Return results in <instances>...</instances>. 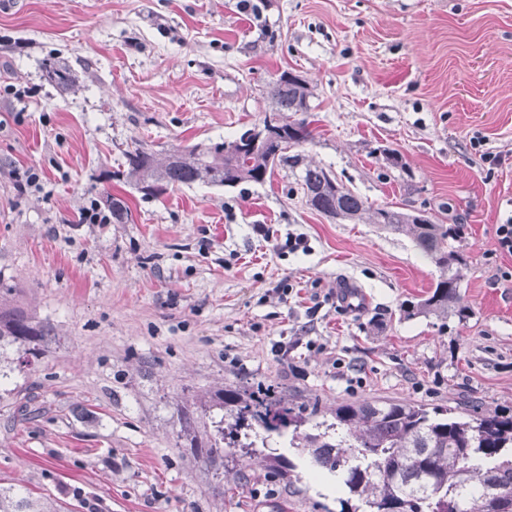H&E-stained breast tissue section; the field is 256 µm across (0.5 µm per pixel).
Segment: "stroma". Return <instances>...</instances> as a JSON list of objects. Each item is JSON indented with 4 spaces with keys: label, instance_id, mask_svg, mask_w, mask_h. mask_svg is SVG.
<instances>
[{
    "label": "stroma",
    "instance_id": "obj_1",
    "mask_svg": "<svg viewBox=\"0 0 512 512\" xmlns=\"http://www.w3.org/2000/svg\"><path fill=\"white\" fill-rule=\"evenodd\" d=\"M237 3L0 11V310L52 330L32 363L0 348L1 485L71 512H338L303 449H285L286 481L237 455L198 462L186 437L212 429L200 403L262 382L325 411L382 398L512 410V255L496 249L512 219V0H268L272 39ZM49 60L73 88L44 79ZM284 71L312 90L302 154L372 207L462 225L466 322L403 318L435 267L404 234L311 209L288 169L149 199L118 180L131 142L235 139ZM31 167L41 188L20 192ZM109 192L128 223H79ZM295 236L304 247L285 248ZM346 280L363 310L337 303Z\"/></svg>",
    "mask_w": 512,
    "mask_h": 512
}]
</instances>
